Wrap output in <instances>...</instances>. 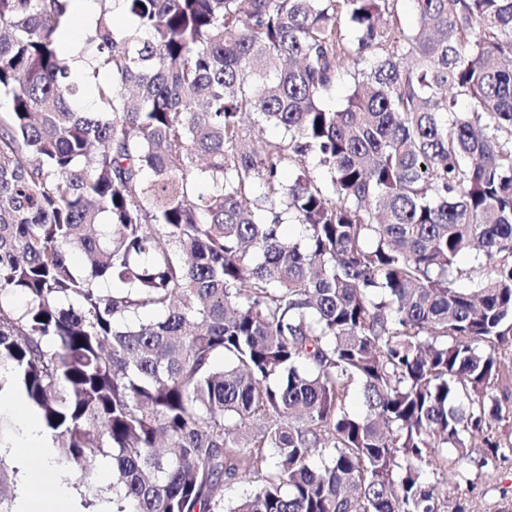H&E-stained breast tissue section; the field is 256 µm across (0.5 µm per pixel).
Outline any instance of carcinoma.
<instances>
[{"label":"carcinoma","mask_w":512,"mask_h":512,"mask_svg":"<svg viewBox=\"0 0 512 512\" xmlns=\"http://www.w3.org/2000/svg\"><path fill=\"white\" fill-rule=\"evenodd\" d=\"M95 2L75 47L0 0V394L64 465L112 512H440L427 470L508 459L512 0Z\"/></svg>","instance_id":"carcinoma-1"}]
</instances>
